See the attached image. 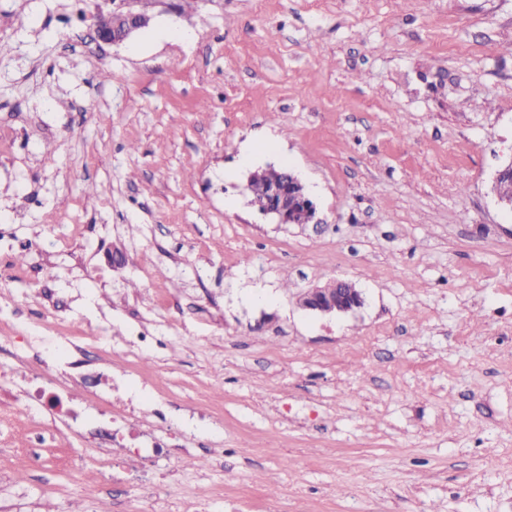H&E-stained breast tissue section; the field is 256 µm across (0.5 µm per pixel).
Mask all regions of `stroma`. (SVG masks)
Segmentation results:
<instances>
[{"label": "stroma", "instance_id": "35a3bbf8", "mask_svg": "<svg viewBox=\"0 0 512 512\" xmlns=\"http://www.w3.org/2000/svg\"><path fill=\"white\" fill-rule=\"evenodd\" d=\"M180 2L112 45L104 0H0V403L48 308L75 379L150 330L196 436L142 498L0 424V512H512V0ZM269 166L322 224L250 205ZM350 282L337 279L325 287L310 288L299 299L302 308L324 315L345 314L361 308L364 299L357 288H349ZM52 328L56 332L55 345L57 350L61 347H71L75 349L81 348H95L98 337L97 336H73L64 325L53 324Z\"/></svg>", "mask_w": 512, "mask_h": 512}]
</instances>
